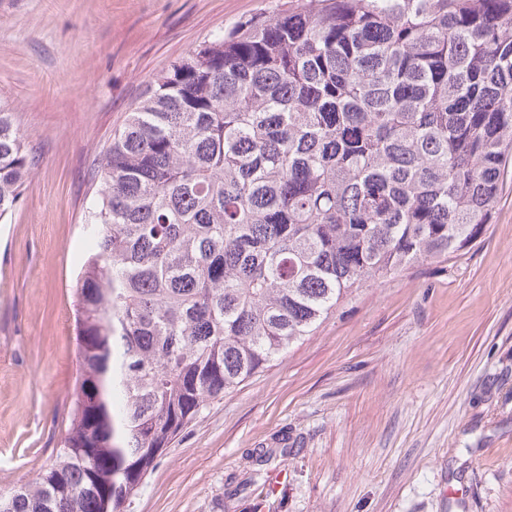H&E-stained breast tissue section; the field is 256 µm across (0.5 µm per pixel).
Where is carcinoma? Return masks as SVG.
Segmentation results:
<instances>
[{
  "label": "carcinoma",
  "instance_id": "cac0c4a2",
  "mask_svg": "<svg viewBox=\"0 0 512 512\" xmlns=\"http://www.w3.org/2000/svg\"><path fill=\"white\" fill-rule=\"evenodd\" d=\"M512 164V0H288L157 74L101 167L62 446L0 512H127L208 402L464 254ZM35 161L0 105V220Z\"/></svg>",
  "mask_w": 512,
  "mask_h": 512
}]
</instances>
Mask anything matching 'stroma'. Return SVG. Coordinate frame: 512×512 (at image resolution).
Masks as SVG:
<instances>
[{
	"mask_svg": "<svg viewBox=\"0 0 512 512\" xmlns=\"http://www.w3.org/2000/svg\"><path fill=\"white\" fill-rule=\"evenodd\" d=\"M287 0H0V103L36 157L0 222V490L59 445L103 160L148 80ZM128 512H512V169L464 255L341 304L206 409Z\"/></svg>",
	"mask_w": 512,
	"mask_h": 512,
	"instance_id": "35a3bbf8",
	"label": "stroma"
}]
</instances>
